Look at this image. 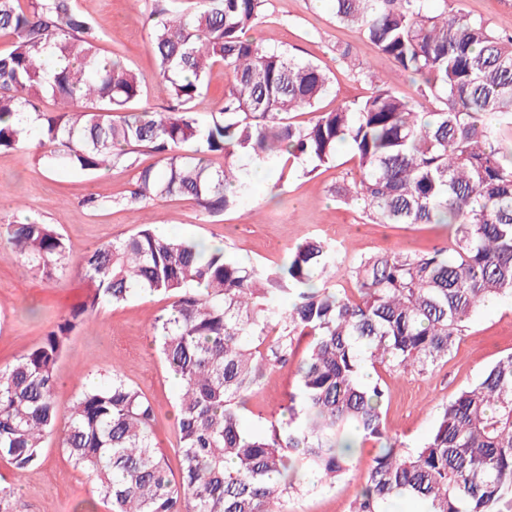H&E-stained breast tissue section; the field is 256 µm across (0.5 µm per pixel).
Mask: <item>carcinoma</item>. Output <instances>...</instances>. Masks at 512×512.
<instances>
[{
	"mask_svg": "<svg viewBox=\"0 0 512 512\" xmlns=\"http://www.w3.org/2000/svg\"><path fill=\"white\" fill-rule=\"evenodd\" d=\"M264 0H146L157 76L174 102L139 111L141 78L101 52V37L73 0H0V150L38 127L57 168L108 171L145 147L131 201L188 197L216 216L250 190L243 160L284 182L336 160L346 144L357 172L333 189L363 203L374 224H448L452 246L364 254L346 268L351 293L331 279L336 248L309 238L277 267L226 258L221 247L142 224L83 256L91 284L42 341L0 368V458L17 473L37 466L56 436L94 482L109 512H281L307 480L332 484L353 466L357 442L377 452L353 512L424 503L426 512H512V354L484 371L437 415L412 451L388 434L384 391L360 371H420L448 356L466 321L492 299L512 298V36L432 0H333L397 67L424 80L413 102L388 83L322 111L330 78L312 62L262 48L248 32ZM215 65L233 74L219 115L197 105ZM44 96L62 111H40ZM313 118L302 123L296 113ZM224 156L215 168L210 157ZM0 239L50 279L66 266L63 235L29 219L1 224ZM142 294L168 301L150 325L160 359L179 376L175 402L179 480L153 439L155 409L116 368L86 385L64 412L57 363L71 333L98 310ZM309 338L300 390L269 432L245 428L242 399ZM0 512H18L0 485Z\"/></svg>",
	"mask_w": 512,
	"mask_h": 512,
	"instance_id": "1",
	"label": "carcinoma"
}]
</instances>
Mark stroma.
I'll use <instances>...</instances> for the list:
<instances>
[{"label": "stroma", "instance_id": "obj_1", "mask_svg": "<svg viewBox=\"0 0 512 512\" xmlns=\"http://www.w3.org/2000/svg\"><path fill=\"white\" fill-rule=\"evenodd\" d=\"M74 3L102 35L101 49L119 55L127 68L145 80L141 107L168 109L171 101L166 89L155 78L143 0ZM434 7L462 10L487 21L496 32L512 35V0H435ZM253 35L267 49L289 52L327 72L332 89L322 99L321 109L371 92V85L355 76L360 67L390 80L401 95L419 96L420 80L398 70L357 28L338 23L331 0H265L263 18ZM346 46L351 55L344 58L339 50ZM134 158L135 166L85 175L48 169L31 150L0 151V224L30 218L53 225L63 235L69 254L67 269L48 279L0 244V367L11 365L38 344L84 297L88 286L78 275L77 265L91 247L127 237L145 223L223 246L229 258L267 267L286 262L291 249L315 236L336 246L349 262L377 251L429 252L450 243L447 225L374 224L364 216L362 205L337 202L332 188L355 168L344 146L334 163L312 174L282 185L272 173L266 182H252L250 195L236 209L217 217L202 214L187 197L131 203L137 169L157 161L143 149ZM90 197L97 199V207L86 206ZM163 306L158 297L142 295L93 314L73 332L58 364L56 400L59 408H67L86 382L118 367L123 378L152 401L154 438L175 472L179 463L174 452V405L180 386L165 369L147 332ZM307 345V340H300L296 359L267 372L247 393L242 419L248 428L269 430L289 395L298 393L296 360L304 356ZM510 354L512 300L502 299L476 313L448 357L427 371L382 367L371 371V379L379 380L385 391L388 432L406 447L421 446L440 408L475 385L487 367ZM374 454L369 446L358 450L349 473L332 486L291 490L284 497V512H352ZM0 480L15 485L19 512H83L90 501L96 504L94 512H106L97 502L92 480L73 466L53 438L45 441L42 460L33 470L20 474L0 459Z\"/></svg>", "mask_w": 512, "mask_h": 512}]
</instances>
